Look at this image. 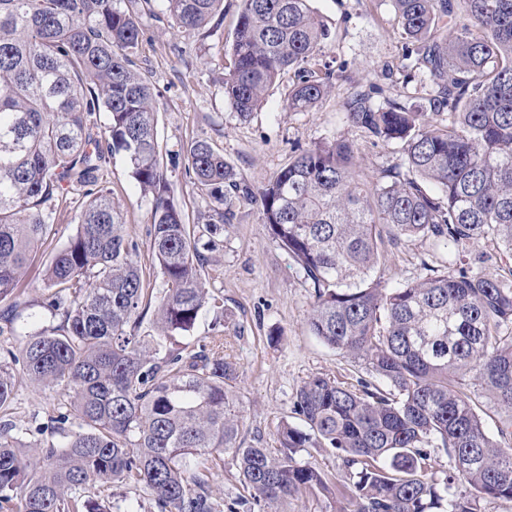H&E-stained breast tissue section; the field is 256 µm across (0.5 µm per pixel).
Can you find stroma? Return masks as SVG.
Wrapping results in <instances>:
<instances>
[{"instance_id":"1","label":"stroma","mask_w":512,"mask_h":512,"mask_svg":"<svg viewBox=\"0 0 512 512\" xmlns=\"http://www.w3.org/2000/svg\"><path fill=\"white\" fill-rule=\"evenodd\" d=\"M122 6L142 27L136 68L154 91L164 170L187 223H206L212 208L188 169L187 148L195 140H208L218 148L237 180L254 190L288 164L294 148L339 136L357 142L358 166L366 175L376 178L399 165V145L366 138L348 122L344 107L356 89L374 90L377 103L404 100L414 89L392 0H311L332 33L322 57L336 73L332 88L315 107L294 112L286 100L295 76L286 74L246 119L224 95L241 0H223L209 23L192 31L177 29L165 0H123ZM104 184L137 245L133 260L146 269L153 287L162 288L150 252L151 200L141 194L124 154L107 161ZM79 201L72 193L60 205L54 233L25 268L16 300L0 301V311L14 308L22 329L18 336L0 335V357L18 351L25 336L57 325L44 305L43 270L76 234ZM234 211L233 222L224 227L222 247L207 255L204 279L224 302V352L237 365L233 392L243 421L241 437L249 441L258 436L265 447L274 448L278 423L300 422L293 403L305 380L325 375L353 384L367 371L309 333L313 290L272 238L259 206L243 200ZM440 260V250L428 240H389L376 273L389 282L412 281L424 276L426 267L439 266ZM66 400L63 390L41 388L19 371L10 418L24 441L33 442ZM300 459L324 474L337 494L348 493L350 482L338 451L307 448Z\"/></svg>"}]
</instances>
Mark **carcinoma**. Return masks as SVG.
<instances>
[{
	"instance_id": "cac0c4a2",
	"label": "carcinoma",
	"mask_w": 512,
	"mask_h": 512,
	"mask_svg": "<svg viewBox=\"0 0 512 512\" xmlns=\"http://www.w3.org/2000/svg\"><path fill=\"white\" fill-rule=\"evenodd\" d=\"M120 2L0 0V300L50 237L52 201L82 195L77 233L44 272L60 324L0 360L1 413L19 363L34 383L71 394L79 430L67 433L69 413L60 412L51 423L66 442L27 445L0 422V512H111L88 493L96 483L139 486L156 512H235L211 484L226 451L243 490L281 512L299 493L332 495L325 476L297 460L310 447L340 451L352 483L331 512H479L483 495L512 499V421L490 436L458 390L474 370L512 414V336L502 333L512 324V280L464 260L489 237L512 259V0H392L404 59L436 85L430 111L418 86L405 102L377 107L355 90L346 109L367 137L400 145L397 168L364 178L356 143L337 137L295 150L254 194L211 143L195 140L188 167L213 215L192 225L171 197L153 91L135 68L141 27ZM220 2L167 0L185 30L204 26ZM330 38L310 0H241L224 78L238 116L299 65L286 107H314L334 77L317 67ZM97 112L108 116L102 134ZM443 113L448 120L437 119ZM119 152L152 197L158 296L102 184L106 155ZM240 197L259 203L273 239L311 281L310 333L363 360L371 376L304 381L294 401L304 427L281 422L276 450L239 440L237 368L224 336L159 356L202 309L223 310L202 271ZM386 235L442 245L446 259L393 286L374 277ZM149 315L157 335L141 336ZM434 441L452 472L428 479L425 445ZM459 480L474 494H459Z\"/></svg>"
}]
</instances>
